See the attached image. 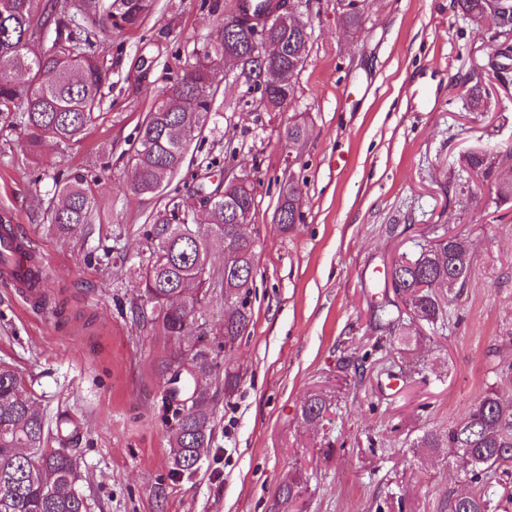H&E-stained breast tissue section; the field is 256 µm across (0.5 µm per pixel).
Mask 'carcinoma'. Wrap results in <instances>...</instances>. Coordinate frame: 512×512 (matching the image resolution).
<instances>
[{
	"label": "carcinoma",
	"mask_w": 512,
	"mask_h": 512,
	"mask_svg": "<svg viewBox=\"0 0 512 512\" xmlns=\"http://www.w3.org/2000/svg\"><path fill=\"white\" fill-rule=\"evenodd\" d=\"M41 0H0V112L11 117L13 127L27 135L29 150L35 152L42 141L51 139L68 145L80 140L102 116L101 89L109 78V68L92 50L90 38H81L82 22L98 15L114 28L135 26L148 13L149 0H78L64 4L56 15L40 8ZM463 16L477 26L497 30L512 26V0H456ZM363 0H347L345 21L358 27ZM55 25L53 38L45 30ZM253 33L243 30L224 34L219 26L204 50L193 52V62L167 91H162L145 116L129 161L134 171L133 190L154 194L168 185L182 170L194 132L202 131L216 88L211 63L224 53L247 55ZM267 38L282 46L273 65L283 74L294 70L309 52V41L295 26L283 22L273 26ZM42 44L35 51L32 41ZM261 97L274 103L284 92L294 93L295 85L268 87L260 78L252 80ZM286 138L301 147L308 139L306 126L293 123ZM61 204L51 209L50 223L63 234L82 232L95 223L96 191L87 177L74 172L60 184ZM302 193L293 182L280 191V226L283 231L303 220ZM256 210L253 189L226 184V194L207 203L206 229L185 223L187 212L177 205L157 209L143 237L148 251L138 261L126 265V256L115 261L121 270L135 276L150 305L152 323L173 342L170 354L158 364L167 377L172 370L182 375L184 405L172 411L175 420L170 448L174 464L192 471L212 448L215 411L211 395L213 381L224 373V397L233 396L242 380L239 370L222 364L220 353H230L248 334L251 324L250 295L254 285L257 239L240 233L236 214ZM224 242V274L202 275L208 261L209 238ZM472 255L462 241L442 235L415 256L402 255L391 265V285L401 298L409 322L396 318L381 306L390 331L401 345L416 337L410 326L444 322L446 310L438 289L465 287ZM219 287L224 291V325L220 339L198 338L185 345L201 299L194 291ZM191 368L183 369L185 363ZM331 406L322 393L309 396L302 408L303 419L319 422ZM71 420L64 414L48 417L33 405L23 376L9 363L0 364V512H87L80 491L81 478L67 445L71 442ZM453 456L469 481V491L448 497V512H495L497 506L483 487L488 474L499 477L500 499L512 501V399L489 388L459 421L448 429L425 431L414 443Z\"/></svg>",
	"instance_id": "1"
}]
</instances>
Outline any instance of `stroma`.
Listing matches in <instances>:
<instances>
[{
    "mask_svg": "<svg viewBox=\"0 0 512 512\" xmlns=\"http://www.w3.org/2000/svg\"><path fill=\"white\" fill-rule=\"evenodd\" d=\"M235 0H154L140 26L89 25L112 68L103 117L70 147L30 153L0 117V215L47 260L44 297L24 303L0 281V358L30 384L38 409L67 414L88 512H448L463 472L414 449L424 430L460 420L487 387L512 397V203L496 185L512 177V73L498 78L492 30L454 0H367L348 27L341 0H300L309 54L287 111L270 112L239 72L218 71L195 160L220 156L256 184L253 324L231 362L232 397L213 388L211 452L191 478L174 476L171 417L157 366L171 343L133 316L137 279L107 251L136 260L158 200L132 189L129 152L158 91L214 36ZM169 36L158 39L160 30ZM476 86L480 99L458 92ZM310 139L289 146V122ZM492 161V179L468 155ZM98 179L100 223L63 234L46 215L55 180ZM302 190L301 224L282 232L280 187ZM455 234L472 252L468 283L448 295L443 327L397 353L379 320L399 304L384 281L393 259ZM326 391V418H302ZM301 483L275 505L279 486Z\"/></svg>",
    "mask_w": 512,
    "mask_h": 512,
    "instance_id": "obj_1",
    "label": "stroma"
}]
</instances>
